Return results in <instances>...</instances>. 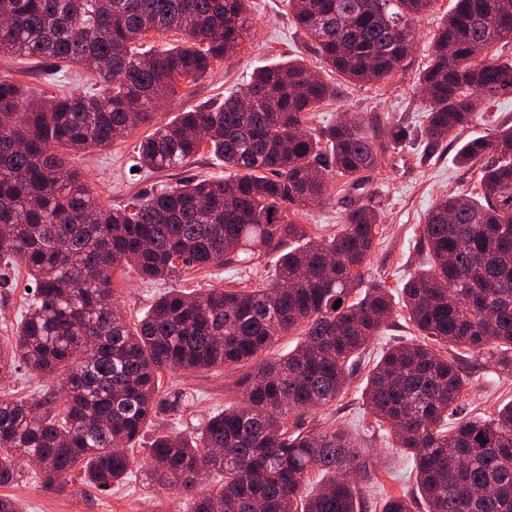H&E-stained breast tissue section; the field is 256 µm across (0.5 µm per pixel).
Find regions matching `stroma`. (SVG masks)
Segmentation results:
<instances>
[{
	"instance_id": "stroma-1",
	"label": "stroma",
	"mask_w": 512,
	"mask_h": 512,
	"mask_svg": "<svg viewBox=\"0 0 512 512\" xmlns=\"http://www.w3.org/2000/svg\"><path fill=\"white\" fill-rule=\"evenodd\" d=\"M452 0H435L431 11L417 23L416 48L405 70L391 79L376 83L354 84L338 74L327 81L336 88L333 99L314 112L309 125L320 129L334 124L343 113H356L364 120L379 122L383 131L406 130L408 137L402 149L393 154L372 175L370 188L381 218L383 232L375 242L368 259V280H382L390 289L401 288L410 275L425 265V254L419 242L423 217L440 197L469 193L477 183L476 169L461 165L459 147L466 141L490 134L494 129L512 125V94L500 96L485 105L477 119L454 137L448 148L429 154L416 142L414 132L424 119L421 90L416 77L427 62L430 41ZM251 32L236 55L214 65L209 77L199 81L187 96L175 97L161 112L168 121L180 112L212 104L240 90L260 67L288 59L304 61L312 69H320L318 49L297 26L286 0H249ZM9 77L24 86L56 95L62 92L82 93L90 90L85 73L70 70L54 73L52 65L18 57L0 61V77ZM137 128L132 135L116 141L105 150L96 148L78 154L73 165L96 193L104 206L116 207L133 196L192 177L222 175L220 161L209 152L184 168L145 173L138 169L135 147L144 135ZM278 252L261 255L258 274L244 267L230 265L173 278L171 283H148L133 269L117 270L114 276L116 300L127 319L142 317L165 286L189 290L221 288L249 291L259 282L275 275ZM34 291L25 269H12L0 264V336L10 335ZM413 332L399 314H392L389 326L366 347L360 367L352 374L342 398L335 405L301 417L304 427H340L351 431L373 453L375 478L368 490L370 502L388 496L414 493L416 486L409 477L407 461L392 446L385 432L373 429V420L363 406V392L368 374L376 360L390 346L405 342ZM463 363L468 380L466 410L490 415L500 404L512 401V376L495 371L488 356L465 355ZM244 369L233 367L201 370L192 374L180 371L163 374L166 386L190 394L192 402L180 416H166L144 432V445L134 451L136 464H144L147 444L160 432H191L210 414L241 399ZM5 494L15 498L21 512H190L188 498L173 491L148 485L140 472H133L125 485L98 490L72 476L66 492L44 490L33 471L23 480L5 487Z\"/></svg>"
}]
</instances>
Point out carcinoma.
Returning a JSON list of instances; mask_svg holds the SVG:
<instances>
[{
  "instance_id": "obj_1",
  "label": "carcinoma",
  "mask_w": 512,
  "mask_h": 512,
  "mask_svg": "<svg viewBox=\"0 0 512 512\" xmlns=\"http://www.w3.org/2000/svg\"><path fill=\"white\" fill-rule=\"evenodd\" d=\"M247 2L0 0V61L52 59L103 84L48 96L0 79V260L35 284L14 334L0 338V375L23 364L64 379L62 397L0 395V486L35 459L47 490L65 491L78 468L107 490L132 473L129 450L144 430L189 405L162 390L163 373L255 363L243 397L193 439L154 438L145 479L190 497L192 512H366L373 463L358 438L288 417L344 393L350 366L397 305L417 335L371 369L368 413L412 461L426 512H512V403L488 418L464 414L458 357L491 351L512 375V126L460 147L479 187L426 212V268L397 298L381 283L365 289L380 220L362 194L405 131L387 141L353 115L311 132V112L335 90L300 60L253 72L240 95L156 121L177 84L197 83L238 51ZM433 2L288 0V9L328 70L379 82L405 69ZM152 31L177 32L182 44L144 50ZM509 42L512 0H454L419 75L427 151L471 123L468 97L512 93V59L474 58L481 45ZM146 124L140 166L181 168L206 148L224 175L102 205L71 154ZM334 195L349 203L336 234L315 237L292 220ZM262 249L281 252L276 275L251 291L171 288L133 326L116 305L124 266L153 281L252 261ZM295 332L293 350L263 358ZM381 512H412L411 500L388 497Z\"/></svg>"
}]
</instances>
